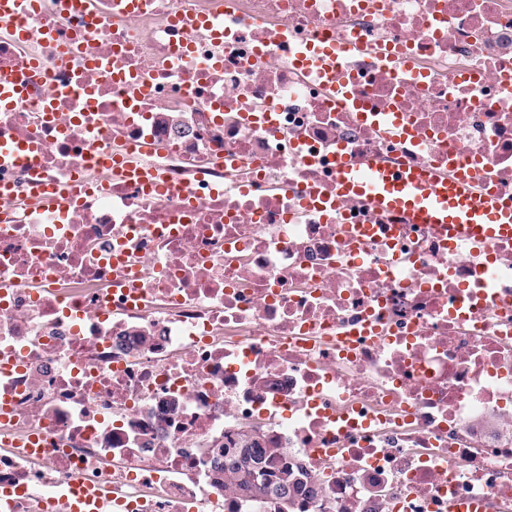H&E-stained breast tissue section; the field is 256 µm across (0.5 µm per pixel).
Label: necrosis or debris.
Returning a JSON list of instances; mask_svg holds the SVG:
<instances>
[{
    "mask_svg": "<svg viewBox=\"0 0 512 512\" xmlns=\"http://www.w3.org/2000/svg\"><path fill=\"white\" fill-rule=\"evenodd\" d=\"M142 2L0 21V76L38 63L0 105V512L90 484L108 512H275L213 480L247 423L314 472L309 512L512 505V242L473 261L337 204L332 166L475 171L512 202V101L483 106L512 83V0ZM324 41L361 44L367 117L299 66Z\"/></svg>",
    "mask_w": 512,
    "mask_h": 512,
    "instance_id": "4bbe7bcc",
    "label": "necrosis or debris"
}]
</instances>
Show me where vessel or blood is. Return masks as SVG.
<instances>
[{
    "instance_id": "obj_1",
    "label": "vessel or blood",
    "mask_w": 512,
    "mask_h": 512,
    "mask_svg": "<svg viewBox=\"0 0 512 512\" xmlns=\"http://www.w3.org/2000/svg\"><path fill=\"white\" fill-rule=\"evenodd\" d=\"M301 62L319 76H332L343 56L325 42ZM335 168L337 202L362 200L405 223L431 225L449 243H461L472 253L512 239V204L479 190L477 174L395 169L380 161L361 164L343 153L337 154Z\"/></svg>"
}]
</instances>
